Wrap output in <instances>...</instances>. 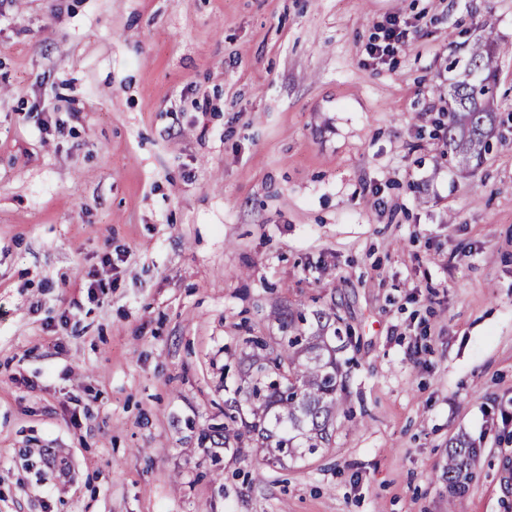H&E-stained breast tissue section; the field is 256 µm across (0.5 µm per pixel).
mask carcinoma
<instances>
[{
	"mask_svg": "<svg viewBox=\"0 0 512 512\" xmlns=\"http://www.w3.org/2000/svg\"><path fill=\"white\" fill-rule=\"evenodd\" d=\"M493 43L479 42L463 59L450 65L458 69L448 90V146L460 162L480 161L489 149L488 136L496 122L491 64ZM282 336L269 341L263 336L244 339L247 369L238 388L240 400L224 411V422L200 436V443L219 437L225 446L243 447L249 442L267 452V463L313 455L329 445L336 418L348 416L346 383L336 353L352 342L342 329L325 335L330 315L316 311L317 330L306 333L299 324L304 314L288 308L273 311ZM477 449L457 440L442 476L448 489L461 487Z\"/></svg>",
	"mask_w": 512,
	"mask_h": 512,
	"instance_id": "1",
	"label": "carcinoma"
}]
</instances>
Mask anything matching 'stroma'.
I'll return each mask as SVG.
<instances>
[{
  "label": "stroma",
  "mask_w": 512,
  "mask_h": 512,
  "mask_svg": "<svg viewBox=\"0 0 512 512\" xmlns=\"http://www.w3.org/2000/svg\"><path fill=\"white\" fill-rule=\"evenodd\" d=\"M278 307L351 328L356 417L283 468L196 440ZM0 512H512V0H0ZM496 55L493 43H476L463 59L455 58L458 69L448 90L451 101L448 116V146L460 162L480 161L489 149L488 136L496 122L491 64ZM451 448L453 449L448 456V467L443 471L442 477L448 480V489L455 491L461 487L460 478L463 472L467 473L468 466L478 454L477 448L470 447L465 440H457Z\"/></svg>",
  "instance_id": "1"
}]
</instances>
